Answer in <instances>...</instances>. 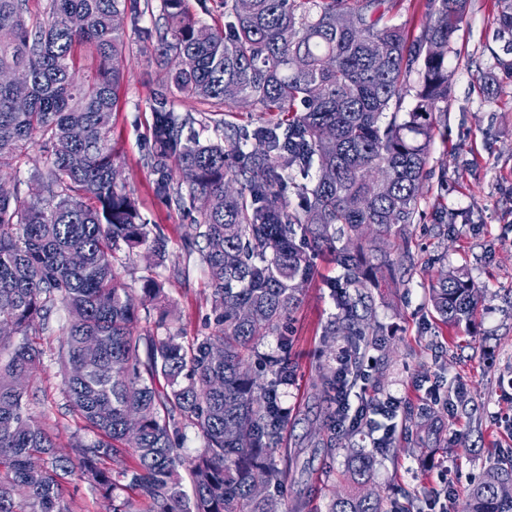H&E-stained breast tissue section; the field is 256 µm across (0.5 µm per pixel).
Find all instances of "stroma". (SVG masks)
Returning <instances> with one entry per match:
<instances>
[{
  "label": "stroma",
  "mask_w": 512,
  "mask_h": 512,
  "mask_svg": "<svg viewBox=\"0 0 512 512\" xmlns=\"http://www.w3.org/2000/svg\"><path fill=\"white\" fill-rule=\"evenodd\" d=\"M503 44L494 0H469L448 55V118L430 147L427 165L432 186L436 171L447 168L448 192L441 197L427 193L421 201L422 222L405 231L413 264L407 282L383 283L371 291L383 334L372 353L370 388L401 397L405 412L434 406L443 425L441 445L427 456L398 436L378 455L373 488L389 504L411 499L425 506L431 489L441 488L445 477L453 479L459 495H466L498 454L512 451V435L500 425L501 416L512 415V78H501L490 97L476 87L479 74L495 70V54ZM161 78L148 57L129 60L112 142L120 152L127 191L140 199L147 222L163 228L170 260L181 264L187 263L184 231L195 216L161 204L151 190L153 177L140 162L149 146L152 94ZM439 206L455 213L456 222L433 223ZM316 264L317 274L304 286L288 325L296 371L282 397L289 411L280 448L290 461L284 496L299 504L300 512H326L344 487L327 481L325 471L342 472L350 454L363 448L353 436L328 456L316 434L327 407L316 386L323 359L321 327L336 314L326 282L341 273L326 258ZM189 265V274L166 288L186 334L193 336L202 330L210 307L206 276L198 263ZM441 267L465 273L481 291L477 313L453 331L440 324L429 302V279ZM57 349V337H45L44 366L34 381L45 403L33 411L49 416L59 452L74 459L79 423L63 407ZM461 383L467 386L464 403H430L432 389L444 395Z\"/></svg>",
  "instance_id": "35a3bbf8"
}]
</instances>
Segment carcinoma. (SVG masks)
<instances>
[{
    "instance_id": "1",
    "label": "carcinoma",
    "mask_w": 512,
    "mask_h": 512,
    "mask_svg": "<svg viewBox=\"0 0 512 512\" xmlns=\"http://www.w3.org/2000/svg\"><path fill=\"white\" fill-rule=\"evenodd\" d=\"M467 5L425 0L416 35L390 23L400 0H249L244 12L220 0L222 26L188 0H47L36 23L28 0H0V170L31 161L41 184L29 201L0 184V512H69L73 480L112 512H288L289 461L277 450L289 339L277 354L259 353L257 342L287 322L314 260L328 257L343 276L327 283L338 313L323 339L343 337L355 360L378 346L365 289L408 273L404 231L420 215L428 148L448 112V51ZM147 14L152 25L139 27ZM496 23L505 39L497 65L512 74V0H497ZM134 48L164 72L141 158L153 195L196 210L184 241L205 242L209 332L190 340L158 272L169 237L116 178L112 125ZM16 73L28 83L23 108L4 80ZM175 99L211 111L177 112ZM249 102L260 105L258 122L225 119ZM209 129L222 135L201 139ZM141 249L148 263L135 289L116 262ZM429 291L447 327L479 301L459 274L440 273ZM60 307L64 408L91 434L75 461L33 414L41 389L18 384L41 370L34 337L52 332ZM319 381L332 404L336 367ZM189 428L203 441L193 458L183 450ZM407 430L423 450L441 441L432 416H409ZM319 437L336 449L331 410ZM375 465L372 452L351 455L328 512H384L371 489ZM505 483L512 454L462 512H512V497L498 493Z\"/></svg>"
}]
</instances>
